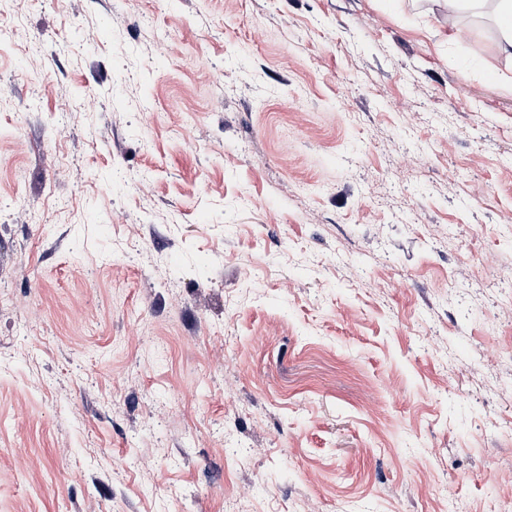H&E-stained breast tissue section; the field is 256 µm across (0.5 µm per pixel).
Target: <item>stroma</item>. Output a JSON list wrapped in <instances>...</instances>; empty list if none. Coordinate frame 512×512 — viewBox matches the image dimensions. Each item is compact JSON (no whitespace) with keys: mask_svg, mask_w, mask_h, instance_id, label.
<instances>
[{"mask_svg":"<svg viewBox=\"0 0 512 512\" xmlns=\"http://www.w3.org/2000/svg\"><path fill=\"white\" fill-rule=\"evenodd\" d=\"M499 41L0 0V512H512Z\"/></svg>","mask_w":512,"mask_h":512,"instance_id":"obj_1","label":"stroma"}]
</instances>
